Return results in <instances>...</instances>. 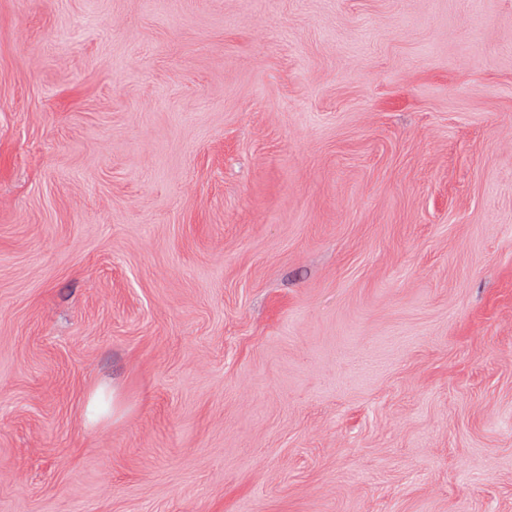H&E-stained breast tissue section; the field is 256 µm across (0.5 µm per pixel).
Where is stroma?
Here are the masks:
<instances>
[{
  "mask_svg": "<svg viewBox=\"0 0 512 512\" xmlns=\"http://www.w3.org/2000/svg\"><path fill=\"white\" fill-rule=\"evenodd\" d=\"M0 512H512V0H0Z\"/></svg>",
  "mask_w": 512,
  "mask_h": 512,
  "instance_id": "1",
  "label": "stroma"
}]
</instances>
